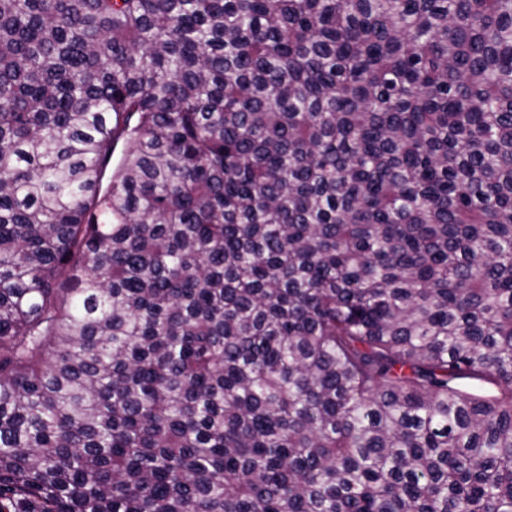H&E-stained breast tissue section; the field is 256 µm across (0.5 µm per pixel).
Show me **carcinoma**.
<instances>
[{"label":"carcinoma","mask_w":512,"mask_h":512,"mask_svg":"<svg viewBox=\"0 0 512 512\" xmlns=\"http://www.w3.org/2000/svg\"><path fill=\"white\" fill-rule=\"evenodd\" d=\"M0 512H512V0H0Z\"/></svg>","instance_id":"obj_1"}]
</instances>
